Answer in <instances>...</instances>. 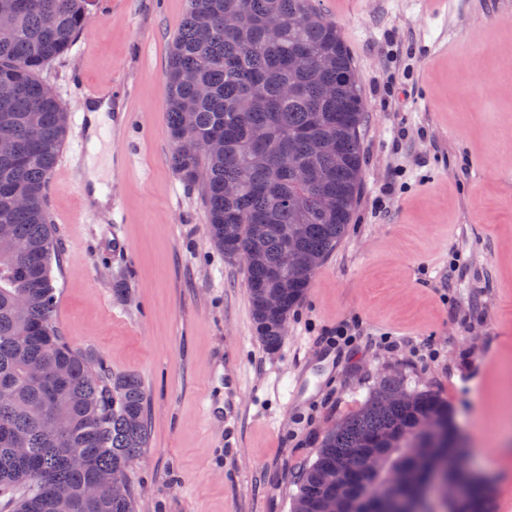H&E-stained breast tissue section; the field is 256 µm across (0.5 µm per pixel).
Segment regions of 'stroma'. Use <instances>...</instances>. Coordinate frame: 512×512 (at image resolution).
<instances>
[{
    "label": "stroma",
    "mask_w": 512,
    "mask_h": 512,
    "mask_svg": "<svg viewBox=\"0 0 512 512\" xmlns=\"http://www.w3.org/2000/svg\"><path fill=\"white\" fill-rule=\"evenodd\" d=\"M315 5L336 23L366 101L362 176L345 236L280 349L263 348L242 264L211 246L199 190L171 167L165 73L186 0L97 2L69 55L42 72L72 113L82 86L111 83L117 120L98 162L124 217L119 250L106 213L82 210L89 158L68 134L47 195L64 259L56 324L94 365L147 391L136 512H292L299 465L388 374L448 401L497 512H512L499 424L512 405V0ZM391 83L406 85L403 105ZM343 323L363 337L289 412V381ZM228 365L242 407L233 448L223 419L206 416L224 404Z\"/></svg>",
    "instance_id": "35a3bbf8"
}]
</instances>
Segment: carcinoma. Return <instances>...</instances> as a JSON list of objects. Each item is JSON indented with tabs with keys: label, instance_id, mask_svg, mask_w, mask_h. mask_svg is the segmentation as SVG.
Here are the masks:
<instances>
[{
	"label": "carcinoma",
	"instance_id": "obj_1",
	"mask_svg": "<svg viewBox=\"0 0 512 512\" xmlns=\"http://www.w3.org/2000/svg\"><path fill=\"white\" fill-rule=\"evenodd\" d=\"M230 11L242 15L234 29L224 28ZM89 13L90 0H0V494L13 512H134L127 482L98 505L84 495L91 482L131 471L149 442L139 378L93 369L54 320L61 259L46 197L70 113L43 95L40 73L70 52ZM270 14L285 23L275 43L264 33ZM334 85L339 92L326 96ZM166 112L172 143L187 135L223 142L190 155L175 150L171 165L201 188L208 236L224 258L247 252L253 321L273 352L283 335L264 310L266 294L279 292L288 316L345 235L357 200L366 112L346 45L313 0H187L168 47ZM231 180L243 185L236 197L224 195ZM293 196L302 211L289 204ZM288 257L302 267L296 281ZM394 392L401 398L390 405ZM15 448L30 455L19 460ZM460 450L448 402L386 375L299 468L293 512H386L393 499L422 490L421 461ZM71 454L89 467L73 468ZM367 454L381 459L372 472ZM339 466L343 484L326 488L322 474ZM489 496L488 484L475 481L470 512H488Z\"/></svg>",
	"mask_w": 512,
	"mask_h": 512
}]
</instances>
